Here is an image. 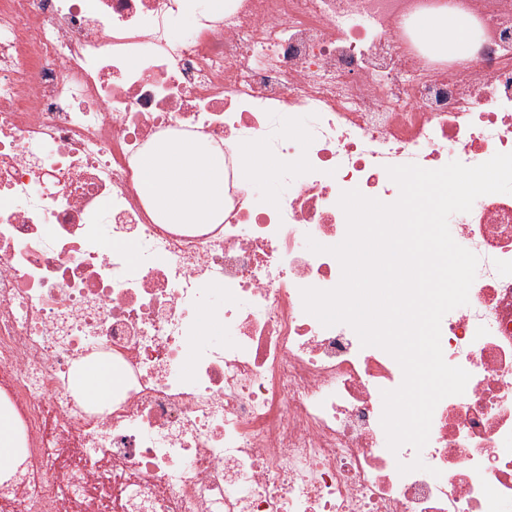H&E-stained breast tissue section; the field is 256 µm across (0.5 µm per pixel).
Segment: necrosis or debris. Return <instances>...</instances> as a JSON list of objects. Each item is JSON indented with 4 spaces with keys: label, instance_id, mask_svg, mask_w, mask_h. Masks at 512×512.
I'll return each instance as SVG.
<instances>
[{
    "label": "necrosis or debris",
    "instance_id": "4bbe7bcc",
    "mask_svg": "<svg viewBox=\"0 0 512 512\" xmlns=\"http://www.w3.org/2000/svg\"><path fill=\"white\" fill-rule=\"evenodd\" d=\"M443 9L478 23L452 60L417 28ZM162 138L223 148L221 223L159 222L136 161ZM241 140L287 194L256 199ZM499 152L512 0H0V407L22 448L0 512H507L512 194L449 219L479 258L441 323L470 379L422 450L387 446L395 359L301 297L341 279L307 242L343 240L342 192L392 203L388 167ZM215 303L223 337L185 362ZM98 358L104 411L75 384ZM237 148L247 162L242 171V179L246 183H251L263 177L278 164V159H275L261 145L254 142L242 141Z\"/></svg>",
    "mask_w": 512,
    "mask_h": 512
}]
</instances>
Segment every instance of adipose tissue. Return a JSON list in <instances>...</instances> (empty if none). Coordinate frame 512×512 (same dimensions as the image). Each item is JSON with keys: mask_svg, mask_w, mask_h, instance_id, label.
Here are the masks:
<instances>
[{"mask_svg": "<svg viewBox=\"0 0 512 512\" xmlns=\"http://www.w3.org/2000/svg\"><path fill=\"white\" fill-rule=\"evenodd\" d=\"M422 35L439 54L456 56L465 37L453 12L423 17ZM138 180L166 224H211L224 217V152L204 144L162 140L138 161Z\"/></svg>", "mask_w": 512, "mask_h": 512, "instance_id": "1", "label": "adipose tissue"}]
</instances>
